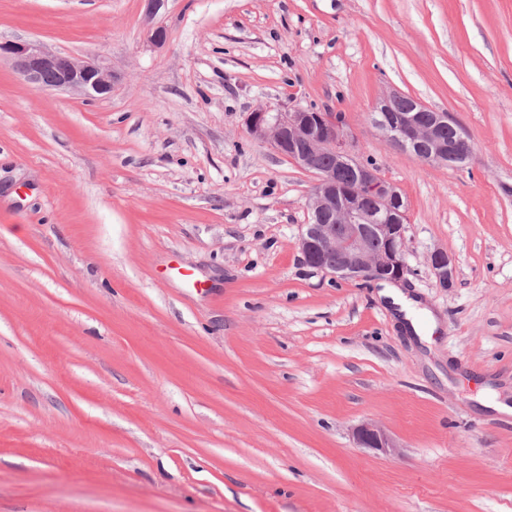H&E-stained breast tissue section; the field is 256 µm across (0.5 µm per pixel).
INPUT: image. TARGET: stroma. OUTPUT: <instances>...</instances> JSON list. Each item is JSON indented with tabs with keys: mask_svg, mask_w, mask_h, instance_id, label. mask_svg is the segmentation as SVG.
Masks as SVG:
<instances>
[{
	"mask_svg": "<svg viewBox=\"0 0 512 512\" xmlns=\"http://www.w3.org/2000/svg\"><path fill=\"white\" fill-rule=\"evenodd\" d=\"M18 39L116 80L0 60V512H512V0H0ZM393 89L473 162L392 148ZM295 106L405 198L411 315L306 264L315 179L245 125ZM14 61L22 81L37 90H69L90 98L112 93V68L47 50L40 42H0V58ZM428 261L437 278L439 286L449 288L453 282L454 267L451 258L448 256V252L437 249L430 254ZM354 440L361 448H371L385 455L396 453L397 445L390 435L372 422H364L354 429Z\"/></svg>",
	"mask_w": 512,
	"mask_h": 512,
	"instance_id": "obj_1",
	"label": "stroma"
}]
</instances>
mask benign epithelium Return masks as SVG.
<instances>
[{
	"label": "benign epithelium",
	"instance_id": "7a95c632",
	"mask_svg": "<svg viewBox=\"0 0 512 512\" xmlns=\"http://www.w3.org/2000/svg\"><path fill=\"white\" fill-rule=\"evenodd\" d=\"M2 56L10 57L21 80L37 90H69L90 98L112 93V68L98 61H81L52 52L37 41L0 42ZM404 98L406 95L399 91L381 97L372 108L373 125L392 147L408 151L422 145L426 161L445 163L466 141L465 130H458L455 142H445L442 130L451 125V115L435 112L430 121L420 123L416 113L428 108L415 100L408 109H396L395 105ZM246 126L252 137L268 141L277 153L316 178L307 199L311 219L298 239L308 265L365 283L405 281L404 235L394 225L398 217L404 216L397 209L402 204L401 193L380 176L378 169L355 157L353 141L342 118L302 107L276 112L259 107L249 114ZM330 156L335 162L323 165V159ZM345 169L355 173L352 186L339 177ZM375 238L382 241L378 250L371 247ZM428 261L439 286L450 287L454 267L448 252L437 249ZM354 440L361 448L385 455L397 451L392 437L372 422L358 425Z\"/></svg>",
	"mask_w": 512,
	"mask_h": 512
}]
</instances>
